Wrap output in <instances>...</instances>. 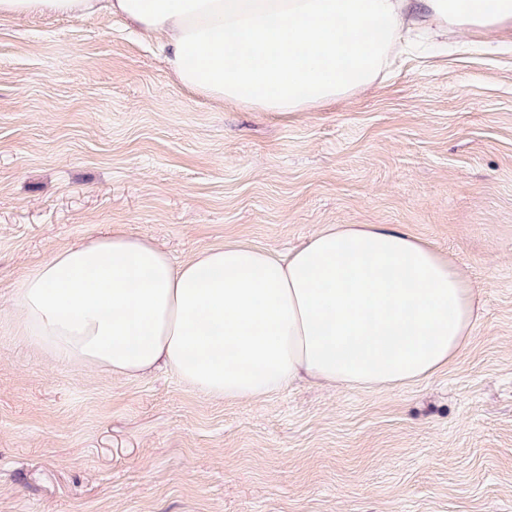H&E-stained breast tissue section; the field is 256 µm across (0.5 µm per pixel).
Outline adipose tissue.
Here are the masks:
<instances>
[{"mask_svg": "<svg viewBox=\"0 0 512 512\" xmlns=\"http://www.w3.org/2000/svg\"><path fill=\"white\" fill-rule=\"evenodd\" d=\"M122 17L159 38L176 82L260 112H303L376 82L410 35L512 24V0H0V18ZM13 320L32 346L113 377L167 368L213 399L298 379L399 387L444 369L477 320L473 287L422 240L335 224L281 257L243 243L181 266L115 234L27 273Z\"/></svg>", "mask_w": 512, "mask_h": 512, "instance_id": "adipose-tissue-1", "label": "adipose tissue"}]
</instances>
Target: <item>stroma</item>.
Wrapping results in <instances>:
<instances>
[{"label": "stroma", "instance_id": "35a3bbf8", "mask_svg": "<svg viewBox=\"0 0 512 512\" xmlns=\"http://www.w3.org/2000/svg\"><path fill=\"white\" fill-rule=\"evenodd\" d=\"M291 115L178 85L121 19L0 20V305L120 229L175 263L385 224L481 303L457 359L400 387L209 399L36 351L0 319V512H512V25Z\"/></svg>", "mask_w": 512, "mask_h": 512}]
</instances>
